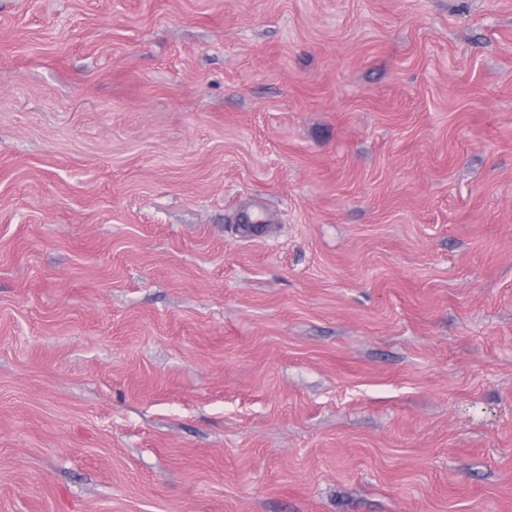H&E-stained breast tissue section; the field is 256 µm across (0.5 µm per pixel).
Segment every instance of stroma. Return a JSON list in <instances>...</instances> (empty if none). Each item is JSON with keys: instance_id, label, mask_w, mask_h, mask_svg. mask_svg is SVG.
I'll return each instance as SVG.
<instances>
[{"instance_id": "obj_1", "label": "stroma", "mask_w": 512, "mask_h": 512, "mask_svg": "<svg viewBox=\"0 0 512 512\" xmlns=\"http://www.w3.org/2000/svg\"><path fill=\"white\" fill-rule=\"evenodd\" d=\"M0 512H512V0H0Z\"/></svg>"}]
</instances>
